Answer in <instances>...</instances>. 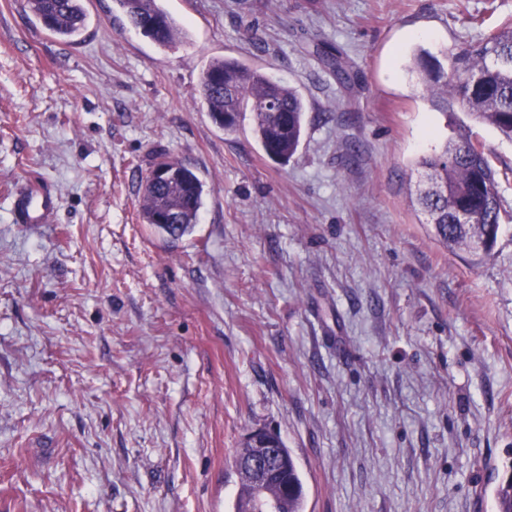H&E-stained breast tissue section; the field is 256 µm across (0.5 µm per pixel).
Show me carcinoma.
<instances>
[{
    "label": "carcinoma",
    "mask_w": 512,
    "mask_h": 512,
    "mask_svg": "<svg viewBox=\"0 0 512 512\" xmlns=\"http://www.w3.org/2000/svg\"><path fill=\"white\" fill-rule=\"evenodd\" d=\"M130 24L165 49L175 47L187 31L163 8L160 0H118ZM31 13L54 38L75 43L88 21L83 0H27ZM449 65L428 51L414 57L430 102L444 112L460 110L471 121L494 127L512 140V22L479 41H465L451 53ZM325 60L336 81L348 85L353 75L338 50ZM204 103L212 121L233 133L252 115L254 136L273 161L287 163L298 151L307 122V104L293 87L273 82L265 73L237 59L212 58L202 72ZM424 187L417 189V205L426 223L446 247L476 252L478 244L492 251L501 229L502 202L497 171L474 140L471 126L455 127L440 150L416 162ZM204 186L196 173L180 165L176 177L158 183L145 177L142 184V223L167 236L165 219L179 225L180 237L194 231L203 204ZM469 216L465 224L457 214ZM282 483L258 494L250 478L238 474L234 512H304V487L295 459L279 436ZM496 512H512V474L492 489Z\"/></svg>",
    "instance_id": "1"
}]
</instances>
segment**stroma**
Instances as JSON below:
<instances>
[{"instance_id": "stroma-1", "label": "stroma", "mask_w": 512, "mask_h": 512, "mask_svg": "<svg viewBox=\"0 0 512 512\" xmlns=\"http://www.w3.org/2000/svg\"><path fill=\"white\" fill-rule=\"evenodd\" d=\"M160 50L117 0L81 43L0 0V512H234L232 455L264 427L305 512H494L512 469V142L475 132L508 213L480 261L411 203L459 112L407 68L479 40L512 0H162ZM346 54L337 84L320 55ZM235 57L310 106L288 164L200 94ZM204 184L169 242L140 220L157 155ZM45 183L46 224L12 196ZM56 205L55 195L46 185L29 181L15 194L13 220L17 224H46Z\"/></svg>"}]
</instances>
